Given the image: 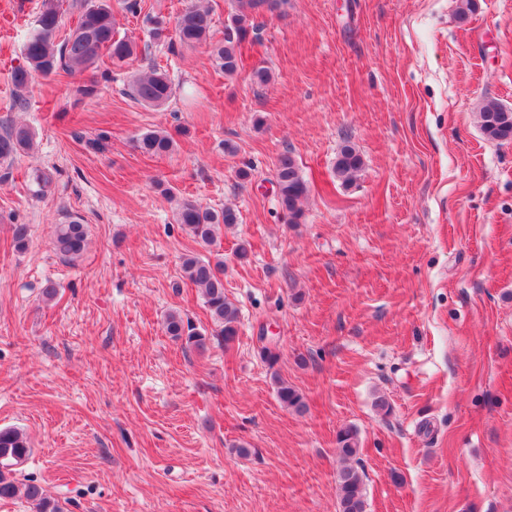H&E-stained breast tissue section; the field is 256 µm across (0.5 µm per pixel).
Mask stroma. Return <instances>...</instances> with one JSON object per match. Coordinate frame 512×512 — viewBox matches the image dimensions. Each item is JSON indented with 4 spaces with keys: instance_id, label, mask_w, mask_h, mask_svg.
I'll list each match as a JSON object with an SVG mask.
<instances>
[{
    "instance_id": "35a3bbf8",
    "label": "stroma",
    "mask_w": 512,
    "mask_h": 512,
    "mask_svg": "<svg viewBox=\"0 0 512 512\" xmlns=\"http://www.w3.org/2000/svg\"><path fill=\"white\" fill-rule=\"evenodd\" d=\"M189 2L116 10L136 56L36 77L21 107L11 72L42 0H0V131L34 134L0 164V428L31 447L18 482L62 512H338L351 425L368 512H512V141L477 118L487 100L512 107V0H471L463 18L459 0H288L258 17L232 78L207 45L153 40L151 18ZM152 65L178 87L161 108L128 92ZM149 130L173 151L136 148ZM346 144L363 161L347 184ZM286 151L309 186L297 224L271 183ZM183 200L239 222L204 245L176 221ZM73 215L89 245L71 265L50 241ZM187 254L223 261L233 342L183 277ZM172 310L205 351L166 334ZM279 378L304 413L279 403ZM174 146V139L166 131L151 130L137 139V148L144 154L163 157L169 154ZM363 164L360 154L351 146H344L336 156L334 170L343 183L350 181Z\"/></svg>"
}]
</instances>
